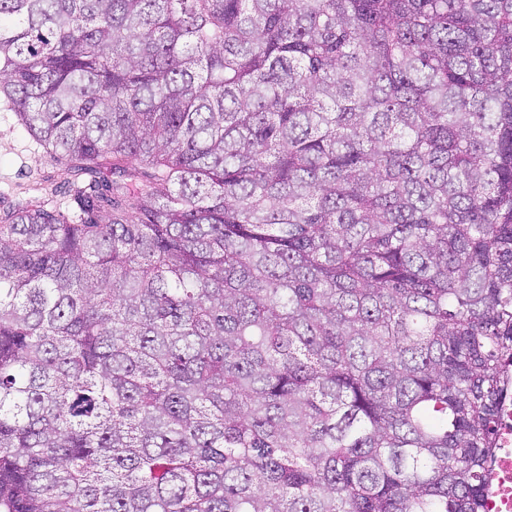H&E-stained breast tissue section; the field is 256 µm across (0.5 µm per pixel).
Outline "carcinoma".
<instances>
[{
  "label": "carcinoma",
  "instance_id": "1",
  "mask_svg": "<svg viewBox=\"0 0 512 512\" xmlns=\"http://www.w3.org/2000/svg\"><path fill=\"white\" fill-rule=\"evenodd\" d=\"M65 201L0 210V512H485L512 0H0Z\"/></svg>",
  "mask_w": 512,
  "mask_h": 512
}]
</instances>
